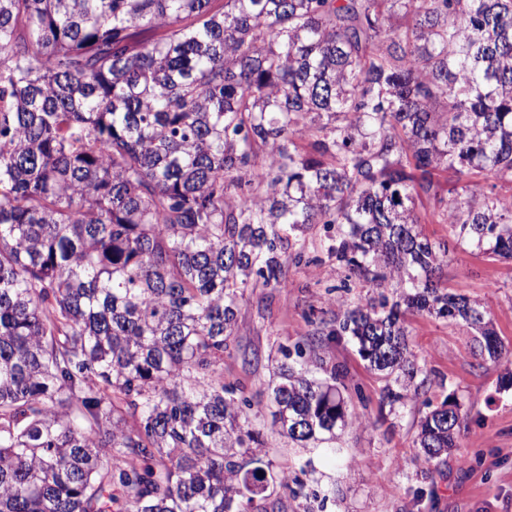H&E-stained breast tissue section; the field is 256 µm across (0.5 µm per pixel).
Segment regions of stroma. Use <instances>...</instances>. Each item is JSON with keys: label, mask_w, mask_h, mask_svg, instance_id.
Wrapping results in <instances>:
<instances>
[{"label": "stroma", "mask_w": 512, "mask_h": 512, "mask_svg": "<svg viewBox=\"0 0 512 512\" xmlns=\"http://www.w3.org/2000/svg\"><path fill=\"white\" fill-rule=\"evenodd\" d=\"M430 239L452 242L448 289L478 301L505 351L504 364L481 363L478 338L463 323L428 314L406 317L409 343L420 371L415 398L383 403L384 375L370 370L349 338L321 355L342 370L345 397L357 423L349 425L329 457L297 447L273 424L269 383L283 360L280 346L310 333L308 311L333 315L334 300L366 303L372 291L346 281L344 270L321 247L322 226L305 232L307 261L289 267L282 288H247L238 316L239 349L224 358V381L250 402L249 414L276 467L301 485L283 493L282 512H512V386L504 381L512 361V262L458 243L451 224L427 223ZM255 354L252 364L242 352ZM460 405L455 446L440 465L427 464L416 443L421 418L446 396Z\"/></svg>", "instance_id": "obj_1"}]
</instances>
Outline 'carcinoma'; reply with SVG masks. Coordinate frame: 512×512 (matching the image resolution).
I'll list each match as a JSON object with an SVG mask.
<instances>
[{"instance_id": "carcinoma-1", "label": "carcinoma", "mask_w": 512, "mask_h": 512, "mask_svg": "<svg viewBox=\"0 0 512 512\" xmlns=\"http://www.w3.org/2000/svg\"><path fill=\"white\" fill-rule=\"evenodd\" d=\"M212 2L0 0V512H248L288 487L224 354L315 224L379 296L280 346L310 356L270 386L292 442L334 454L356 421L317 354L341 336L411 380L425 312L502 359L420 225L512 259V193L482 184H512V0ZM459 427L448 396L424 460Z\"/></svg>"}]
</instances>
